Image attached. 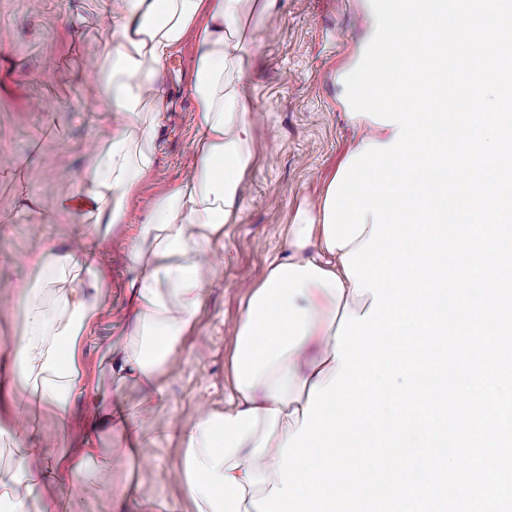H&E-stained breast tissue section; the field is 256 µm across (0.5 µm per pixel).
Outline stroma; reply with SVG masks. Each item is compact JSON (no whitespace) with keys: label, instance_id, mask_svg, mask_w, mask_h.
Wrapping results in <instances>:
<instances>
[{"label":"stroma","instance_id":"stroma-1","mask_svg":"<svg viewBox=\"0 0 512 512\" xmlns=\"http://www.w3.org/2000/svg\"><path fill=\"white\" fill-rule=\"evenodd\" d=\"M371 26L364 0H275L270 15L255 28V161L242 187L243 209L225 246L209 255L214 283L197 325L161 379V398L144 413L137 389L113 394L101 348L122 332L128 311L132 271L117 241L140 233L157 194L183 174L193 157V43L169 60V109L157 129L154 178L119 226L117 241L99 249L109 279L93 336L83 349V395L72 400L64 420L50 409L30 410L23 396L0 397V424L29 421L30 444L46 440L53 451L70 454L81 448L110 451L94 487L78 492L64 473L40 488L42 498L61 508L76 500L80 512H112V493L130 472L122 440L111 425L101 423L98 412L100 405L115 401L135 414L144 439L138 461L143 494L174 492L171 475L181 463V426L201 412L223 408L228 396L234 326L247 289L283 253L296 210L317 202L361 137L343 115L336 73L354 59ZM111 27L110 0H0V350L20 332L13 300L18 286L31 277V249L44 242L64 249L88 232L79 220L55 214L53 204L76 188V176L102 131L95 121L99 103L91 64L102 58Z\"/></svg>","mask_w":512,"mask_h":512}]
</instances>
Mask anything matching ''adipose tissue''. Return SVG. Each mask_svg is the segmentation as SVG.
<instances>
[{
    "label": "adipose tissue",
    "instance_id": "adipose-tissue-1",
    "mask_svg": "<svg viewBox=\"0 0 512 512\" xmlns=\"http://www.w3.org/2000/svg\"><path fill=\"white\" fill-rule=\"evenodd\" d=\"M274 0H113L112 45L95 66L104 131L80 174L79 190L61 197L57 213L80 216L94 241L64 251L38 245L28 255L31 279L17 295L22 331L7 351L21 369V392L66 414L84 383L81 347L102 304L106 270L96 245L125 223L129 204L155 172V129L168 109L166 63L193 42V163L156 198L138 241L127 244L137 271L129 284L126 330L102 349L113 363L115 392L134 386L152 409L159 380L191 333L212 281L205 257L221 245L243 208L241 185L254 155L247 102L250 62L245 24L269 15ZM324 205L296 212L286 254L271 262L246 293L231 357L230 402L182 426V492L122 496L135 512H255L253 500L279 484L277 463L288 435L302 424L312 384L326 385L337 366L334 335L344 312L363 315L371 293L356 294L341 249L326 247ZM317 338L320 356L307 345ZM24 425L0 426L12 445L5 472L27 497L16 510L0 494V512H50L39 485L67 472L80 488L94 485L99 449L59 455L33 470L38 448L24 447Z\"/></svg>",
    "mask_w": 512,
    "mask_h": 512
}]
</instances>
